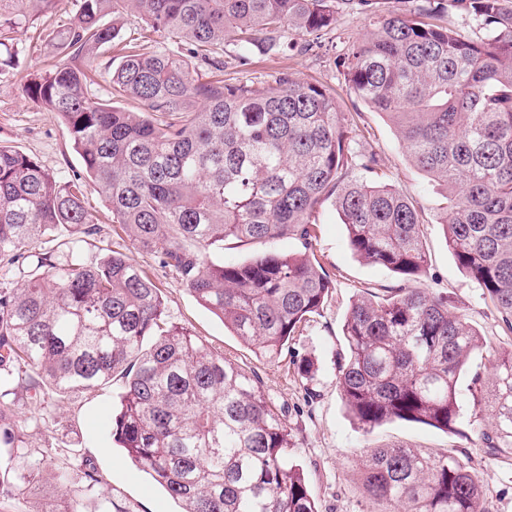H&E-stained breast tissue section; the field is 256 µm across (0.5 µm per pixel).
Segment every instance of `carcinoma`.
Segmentation results:
<instances>
[{
	"label": "carcinoma",
	"instance_id": "cac0c4a2",
	"mask_svg": "<svg viewBox=\"0 0 512 512\" xmlns=\"http://www.w3.org/2000/svg\"><path fill=\"white\" fill-rule=\"evenodd\" d=\"M63 0H0V47L29 18ZM384 14L380 0H81L55 38L57 61L24 86L57 113L86 177L62 181L20 150L0 145V446L21 448L14 419L21 389L86 394L123 381L110 434L181 512H319L289 454L288 426L263 387L184 327H164L160 288L110 251L95 264L71 250L97 233L85 206L90 184L112 223L174 268L186 290L244 344L277 360L319 312L333 281L313 253L316 209L339 213L353 254L401 284L352 299L343 326L347 355L336 387L369 429L399 419L451 431L462 420L459 382L487 341L449 296L418 286L428 269L423 216L412 200L371 180L379 160L357 151L358 127L326 87L290 76L257 96L239 82L199 74L179 53L126 44L125 15L213 54L230 40L281 48L289 27L308 37L336 27L338 10L370 11V29L341 58L345 82L386 117L410 164L438 188L441 223L457 267L512 331V0H410ZM488 30L473 40L442 23L448 7ZM106 72L110 97L93 99L90 75ZM134 100L142 111L120 103ZM284 236L293 253L264 252L237 265L212 258L230 243ZM55 241L30 249L39 239ZM27 268L19 281L15 265ZM473 410L491 412L487 447L512 451V350L493 354L488 379L472 377ZM360 488L377 512H486L483 484L458 459L402 445L361 453ZM26 464L23 483L43 477ZM100 484L92 469L60 507L87 512Z\"/></svg>",
	"mask_w": 512,
	"mask_h": 512
}]
</instances>
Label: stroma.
I'll use <instances>...</instances> for the list:
<instances>
[{
	"label": "stroma",
	"mask_w": 512,
	"mask_h": 512,
	"mask_svg": "<svg viewBox=\"0 0 512 512\" xmlns=\"http://www.w3.org/2000/svg\"><path fill=\"white\" fill-rule=\"evenodd\" d=\"M75 10L76 0H63L56 12L23 25L11 47L15 65L0 72V143L35 158L63 180L83 174L82 160L61 117L28 100L23 88L30 72L53 63L50 40L66 30ZM369 18L364 10L340 11L335 28L323 34L320 45L303 53L256 50L245 66L239 63L234 47L225 46L223 77L262 92L275 78L289 73L333 89L340 111L362 131L360 146L379 159L377 180L394 185L423 207L429 266L421 285L434 293L449 294L458 311L479 328L489 347L472 357L470 367L489 372V348L512 347V332L499 321L481 289L457 267L439 222L433 186L409 163L392 125L348 89L336 64L365 35ZM315 222L314 253L330 274L334 289L320 313L310 317L281 357L272 362L232 336L222 321L198 304L174 272L162 267L159 256L140 250L117 225L101 224L98 234L81 244L80 254L85 263L93 264L108 250L122 253L161 288L169 324L188 328L261 383L288 425L294 443L290 454L303 468L319 512H370V504L358 489L360 452L393 444L453 455L481 478L487 512H512V455L484 448L481 437L490 430L492 419L486 412L474 416L468 385L459 387L463 419L454 433L401 420L367 430L349 414L336 389V376L345 351L342 328L350 302L363 291L395 287L399 280L387 269L353 256L346 228L331 205L317 210ZM307 360L313 369L303 377L298 367ZM121 390L122 383L116 380L103 390L57 399L42 408L29 405L25 393L17 394L15 417L23 422L25 446L18 450L0 447V512H41L65 494L67 485L49 474L37 484H17L14 476L26 462L41 458L70 468L69 485L79 484V470L97 472L101 482L86 498L90 510L100 496L108 495L122 512H178V502L126 458L106 427L107 418L119 406Z\"/></svg>",
	"instance_id": "35a3bbf8"
}]
</instances>
